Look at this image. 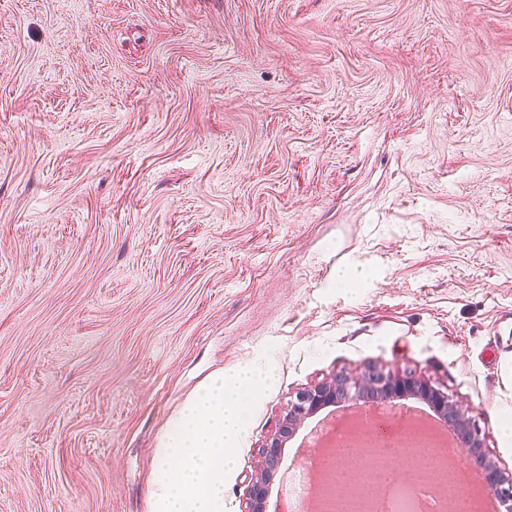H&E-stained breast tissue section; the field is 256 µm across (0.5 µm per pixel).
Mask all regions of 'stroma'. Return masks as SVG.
Wrapping results in <instances>:
<instances>
[{
  "mask_svg": "<svg viewBox=\"0 0 512 512\" xmlns=\"http://www.w3.org/2000/svg\"><path fill=\"white\" fill-rule=\"evenodd\" d=\"M244 365L224 512L296 393L370 365L512 472V0H0V512H148L168 417Z\"/></svg>",
  "mask_w": 512,
  "mask_h": 512,
  "instance_id": "obj_1",
  "label": "stroma"
}]
</instances>
